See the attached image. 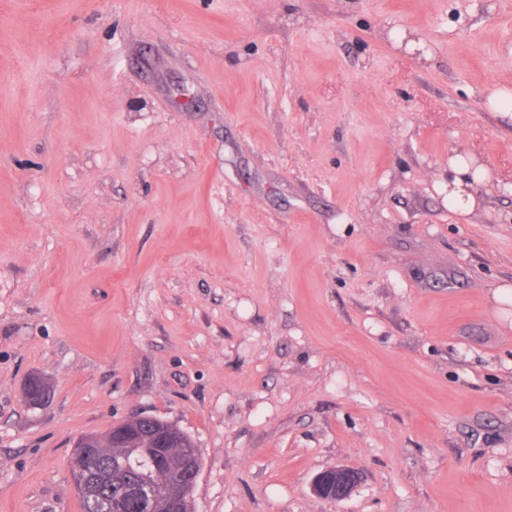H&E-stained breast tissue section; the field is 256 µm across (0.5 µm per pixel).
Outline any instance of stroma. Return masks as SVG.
<instances>
[{
    "mask_svg": "<svg viewBox=\"0 0 512 512\" xmlns=\"http://www.w3.org/2000/svg\"><path fill=\"white\" fill-rule=\"evenodd\" d=\"M495 86L512 0H0V512H82L75 440L137 414L192 512H512ZM470 183L460 177H455L452 181H448V200L453 204L456 211L468 214L475 208V198L467 192ZM466 187V188H465ZM360 482L359 474L347 467L336 466L319 473L312 490L319 498L342 501L351 496Z\"/></svg>",
    "mask_w": 512,
    "mask_h": 512,
    "instance_id": "1",
    "label": "stroma"
}]
</instances>
